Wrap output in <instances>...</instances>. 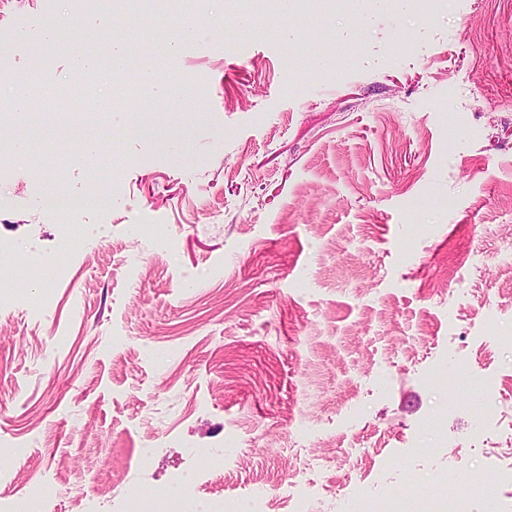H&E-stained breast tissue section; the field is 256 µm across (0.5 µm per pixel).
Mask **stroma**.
<instances>
[{
  "label": "stroma",
  "mask_w": 512,
  "mask_h": 512,
  "mask_svg": "<svg viewBox=\"0 0 512 512\" xmlns=\"http://www.w3.org/2000/svg\"><path fill=\"white\" fill-rule=\"evenodd\" d=\"M82 9L0 0V102L34 65L51 84L0 111V503L42 483L46 512H148L190 472L201 499L266 487V512L297 476L317 512H432L475 477L512 512V0H331L290 47L272 8L206 0L174 57L171 0H123L124 73L88 31L35 58ZM145 64L174 90L156 143L115 119ZM64 103L93 122L36 139ZM454 353L498 407L449 383Z\"/></svg>",
  "instance_id": "1"
}]
</instances>
